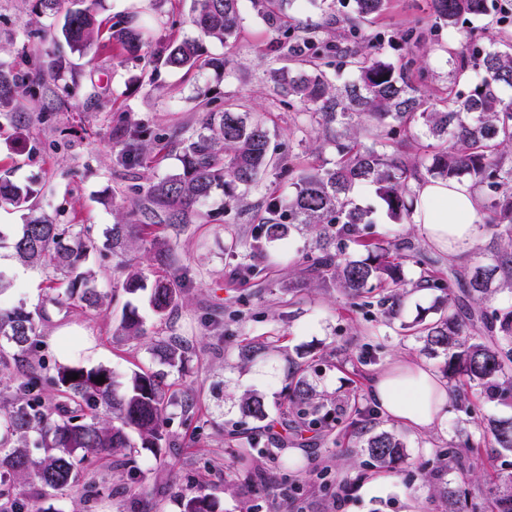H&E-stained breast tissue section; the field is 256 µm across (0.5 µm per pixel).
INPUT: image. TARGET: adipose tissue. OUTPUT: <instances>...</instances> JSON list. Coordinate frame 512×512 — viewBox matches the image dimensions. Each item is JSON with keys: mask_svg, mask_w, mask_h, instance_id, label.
<instances>
[{"mask_svg": "<svg viewBox=\"0 0 512 512\" xmlns=\"http://www.w3.org/2000/svg\"><path fill=\"white\" fill-rule=\"evenodd\" d=\"M412 221L435 247L459 257L474 247L478 207L476 192L465 181L427 179L413 186ZM370 394L386 415L420 431L442 422L452 397L432 371L397 363L378 373Z\"/></svg>", "mask_w": 512, "mask_h": 512, "instance_id": "ef3b65f1", "label": "adipose tissue"}]
</instances>
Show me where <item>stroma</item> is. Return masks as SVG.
Wrapping results in <instances>:
<instances>
[{"instance_id": "1", "label": "stroma", "mask_w": 512, "mask_h": 512, "mask_svg": "<svg viewBox=\"0 0 512 512\" xmlns=\"http://www.w3.org/2000/svg\"><path fill=\"white\" fill-rule=\"evenodd\" d=\"M429 3L388 0L386 11L368 25L371 33L388 38L385 56H396L392 40L427 17ZM96 8L110 17L138 15L153 34L155 52L170 40L196 34L191 0H98ZM241 15L236 41L206 43L209 55L230 57L233 67L187 75L149 66L110 43L96 41L80 51L66 49L61 39L40 44L32 30H58L60 16L39 13L36 0H0L1 62L18 64L25 54L56 50L65 57L64 74L55 83L60 108L48 115L42 99L31 100L26 130L1 129L0 167L9 170L14 182L40 188L43 213L62 210L73 223L102 228L120 218L135 196L134 185H146L178 165L179 150L171 145L158 158L141 161L136 180L126 179L122 146L113 133L122 117L171 139L199 125L203 102L220 107L237 100L260 116L272 146L289 154L291 162L318 165L333 159L332 151H315L314 132L302 111L285 106L270 91L269 71L281 65L268 49L272 31L249 0H242ZM427 39L422 85L440 95L453 68L446 48L457 45L458 37L438 28ZM291 191L287 175L270 168L241 201L209 200L206 207L217 211L216 221L171 232L189 283L169 324L158 321L143 294L129 300L147 329L136 339L119 336L118 305L95 314L78 308L52 313L43 327L40 352L49 362L62 358L53 338L63 330L93 342L99 350L97 364L110 368L119 380L139 369H164L151 350V338L166 329H174L190 352L184 372L167 371L179 397L168 410L169 448L159 453L135 448L131 474L92 471L89 482L111 487V496L89 501L81 492L69 491L53 499L55 512H182V495L200 486L214 499L216 512H444L433 493L441 485L456 492L460 512H488L493 492L512 474V451L496 447L473 419L453 406L441 425L412 431L378 409L370 385L395 362L442 373L445 355H428L401 325L420 315L436 318L440 292L419 287V280L427 274L444 280L476 265L481 250L494 247L490 234L479 232V252L460 262L430 245L412 221L390 218L373 187L356 188L355 202L372 210L374 237L411 243L425 257L424 264H405L409 286L400 318L390 321L378 306L353 307L345 293L324 291L305 275L301 261L313 240L310 231H292L282 245L259 246L266 199ZM246 262L257 266V277H243L240 268ZM0 270L15 281L13 291L0 297V306L22 303L32 309L42 304L44 273L22 272L10 262ZM253 338L268 340L270 349L242 362L240 349ZM298 357L307 362L316 400L329 414L328 422L314 430L282 422L289 385L285 366ZM248 394L262 397L264 420L243 414L240 403ZM368 411L374 431L397 432L405 443V457L395 468H378L361 447L360 424ZM465 439L470 447H462Z\"/></svg>"}]
</instances>
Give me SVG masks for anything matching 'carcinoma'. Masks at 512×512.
Instances as JSON below:
<instances>
[{"label":"carcinoma","instance_id":"cac0c4a2","mask_svg":"<svg viewBox=\"0 0 512 512\" xmlns=\"http://www.w3.org/2000/svg\"><path fill=\"white\" fill-rule=\"evenodd\" d=\"M241 0H192L193 38L172 40L158 54L164 65L190 72L212 68L222 71L226 61L206 54L204 42L227 43L241 31ZM295 0H251L254 11L277 35L271 47L287 50L292 66L270 72L273 92L298 102L314 127L315 150L334 151L335 160L314 167L288 165L294 192L283 200L270 196L262 217V236L268 243L283 241L292 229L307 227L314 244L303 256L305 271L326 290L340 288L356 306H366L368 294L386 293L385 315L400 317L404 290V263H425L411 245L383 244L371 237L370 211L354 203L351 191L367 183L386 204L392 219L402 221L413 211L411 183L426 178L470 183L479 198L477 223L491 234L495 248L487 260L475 265L465 281L426 275L423 288L444 292L438 300L439 316L417 318L402 329L423 342L430 355H446L448 380L471 391L458 407L469 417L480 412L484 398L512 401V304L495 305V294L512 292V98L501 89L512 87V33L505 17L490 14L488 0H430L433 26L454 29L469 17L485 20L482 27L466 31L469 51L447 52L457 57L448 73L446 96L435 99L415 82L413 67L420 54L427 26L417 25L399 36L403 53L387 59L380 39L365 24L386 9L387 0H351V11L337 17L336 4L346 0H309L328 16L325 26L302 23L291 12ZM343 23L342 41L331 40L330 28ZM103 21L94 7L64 11L61 33L73 47L99 38ZM108 39L130 55L149 46L146 32L131 16H117L108 27ZM340 54V67L352 80L336 85L326 72L329 57ZM62 69L58 56L35 64L4 67L0 64V116L15 127L25 123L23 99L28 89L48 88L47 79ZM468 91L459 90L460 84ZM425 129L436 143L426 145L423 162H409L388 148ZM122 154L134 169L150 151L148 131L127 123L117 130ZM270 133L264 122L243 104H224L222 110H205L198 129L179 141L175 171L145 187H137L130 209L122 219L103 230L91 224L64 223L37 212L38 191L21 186L0 173V202L28 212L26 222L5 235L0 243L27 268L46 274L49 292L64 287V298L49 300L61 306L77 303L97 312L112 306L116 294L96 285L90 266L92 254L108 250L119 258L124 272L121 290L127 295L150 289L152 310L161 322L178 306L185 288L186 270L167 235L185 224H205L214 215L202 209L221 194L237 201L274 166ZM152 253L155 271L146 274L130 253ZM461 284V292L455 285ZM474 313L460 315L463 301ZM44 308L24 306L0 309V371L17 375L20 396L0 414V512H52L38 502L59 493L82 488L87 496L102 494L85 481L95 467L124 468L132 463L126 450L134 447L130 433L143 448H165L168 408L176 401L164 374L134 371L120 387L112 370L80 363H57L48 371L35 361L41 348ZM119 334L138 338L147 334L133 309H123ZM152 350L170 369L182 368L186 351L171 332L156 336ZM78 379H72V376ZM103 376L105 381L96 382ZM290 392L285 415L310 427L328 421L314 402L316 393L305 375L304 364L288 362ZM48 389L66 395L71 406L48 404ZM244 415L263 420V400L254 394L242 399ZM493 443L512 451V421L490 419L486 425ZM42 451L34 459L29 445ZM364 450L381 467H391L404 456V443L393 432L371 434ZM182 512H215V503L203 489L182 498ZM492 512H512V478L509 487L495 495Z\"/></svg>","mask_w":512,"mask_h":512}]
</instances>
